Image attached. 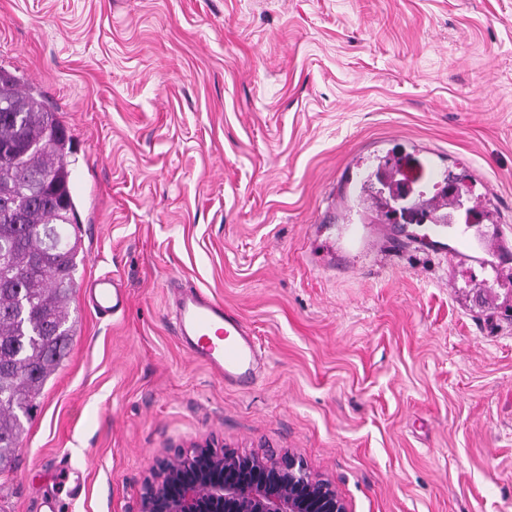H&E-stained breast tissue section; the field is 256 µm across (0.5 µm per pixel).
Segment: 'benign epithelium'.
<instances>
[{"label": "benign epithelium", "mask_w": 512, "mask_h": 512, "mask_svg": "<svg viewBox=\"0 0 512 512\" xmlns=\"http://www.w3.org/2000/svg\"><path fill=\"white\" fill-rule=\"evenodd\" d=\"M194 448L158 460L137 512H350L336 487L291 453L274 462Z\"/></svg>", "instance_id": "1"}]
</instances>
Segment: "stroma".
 <instances>
[{
	"label": "stroma",
	"mask_w": 512,
	"mask_h": 512,
	"mask_svg": "<svg viewBox=\"0 0 512 512\" xmlns=\"http://www.w3.org/2000/svg\"><path fill=\"white\" fill-rule=\"evenodd\" d=\"M0 66L73 141L77 283L67 358L26 422L0 512H136L158 457L213 440L293 452L350 512H512V267L344 186L375 151L489 197L512 249V0H0ZM362 237L330 260L347 212ZM252 328L261 382L225 387L180 347L167 285ZM88 288L89 303L98 315L108 316L124 312L127 296L117 278L100 276L94 279Z\"/></svg>",
	"instance_id": "stroma-1"
}]
</instances>
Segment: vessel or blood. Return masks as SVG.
<instances>
[{
    "label": "vessel or blood",
    "instance_id": "b4317fda",
    "mask_svg": "<svg viewBox=\"0 0 512 512\" xmlns=\"http://www.w3.org/2000/svg\"><path fill=\"white\" fill-rule=\"evenodd\" d=\"M89 303L98 315L108 316L125 310L127 296L117 278L101 276L89 285ZM172 320L179 344L225 385L245 388L259 382L262 350L235 310L200 289L185 287L175 294Z\"/></svg>",
    "mask_w": 512,
    "mask_h": 512
}]
</instances>
